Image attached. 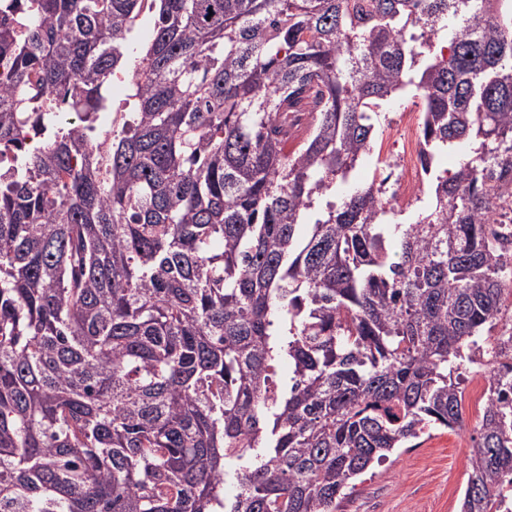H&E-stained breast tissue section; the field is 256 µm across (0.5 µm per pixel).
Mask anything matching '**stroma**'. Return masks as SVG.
Here are the masks:
<instances>
[{
    "label": "stroma",
    "mask_w": 512,
    "mask_h": 512,
    "mask_svg": "<svg viewBox=\"0 0 512 512\" xmlns=\"http://www.w3.org/2000/svg\"><path fill=\"white\" fill-rule=\"evenodd\" d=\"M470 447L466 430L422 437L362 475L342 512H458Z\"/></svg>",
    "instance_id": "obj_1"
}]
</instances>
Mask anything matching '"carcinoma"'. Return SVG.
<instances>
[{
  "label": "carcinoma",
  "instance_id": "1",
  "mask_svg": "<svg viewBox=\"0 0 512 512\" xmlns=\"http://www.w3.org/2000/svg\"><path fill=\"white\" fill-rule=\"evenodd\" d=\"M152 3L95 145L145 0H0V512H337L463 428L478 351L460 512H503L512 0ZM402 93L431 200L395 224L385 178L329 197ZM152 30V23L149 20H144L141 23H137L133 34V42L129 52V63L126 69L127 81L125 83L113 82L106 89V96L111 103L112 108L117 109L122 101L126 98V95L130 93V80L133 72V65L137 57L142 53L147 42L149 41Z\"/></svg>",
  "mask_w": 512,
  "mask_h": 512
}]
</instances>
